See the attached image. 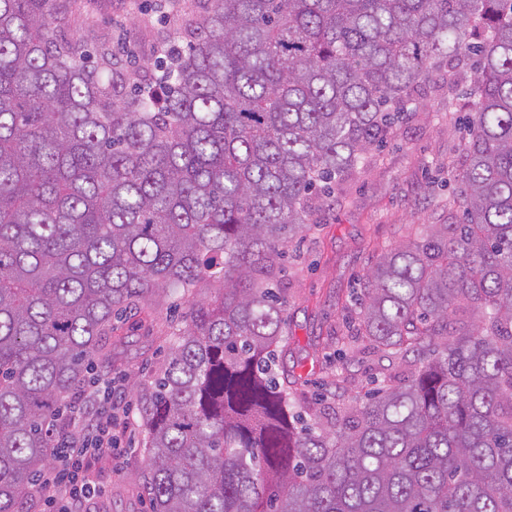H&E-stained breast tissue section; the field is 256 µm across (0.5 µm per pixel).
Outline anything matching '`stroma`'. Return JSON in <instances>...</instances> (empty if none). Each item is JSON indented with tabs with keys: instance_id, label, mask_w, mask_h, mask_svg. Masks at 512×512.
I'll return each instance as SVG.
<instances>
[{
	"instance_id": "stroma-1",
	"label": "stroma",
	"mask_w": 512,
	"mask_h": 512,
	"mask_svg": "<svg viewBox=\"0 0 512 512\" xmlns=\"http://www.w3.org/2000/svg\"><path fill=\"white\" fill-rule=\"evenodd\" d=\"M181 7L180 0H72L70 5L73 31L89 49L127 46L142 63L152 61L162 44L178 42L175 18ZM460 68L462 77L429 89L423 107L397 124L387 145L316 207L309 229L288 245L282 277L288 321L283 360L289 369L308 371L307 384L298 389L302 397L321 391L332 403L337 395L364 394L410 374L400 360L370 350L356 360L339 355L337 340L356 316L357 283L378 251L397 246L412 225L463 220L459 173L464 131L458 121L471 110L466 88L474 64L465 58ZM187 310L181 296L156 297L113 332L112 362L96 376L113 380L117 395L108 407L128 418L121 440L125 455L96 463V492L81 501V512H149L137 409L120 394L128 376L151 382Z\"/></svg>"
}]
</instances>
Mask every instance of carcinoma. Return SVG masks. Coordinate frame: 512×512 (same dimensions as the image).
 I'll list each match as a JSON object with an SVG mask.
<instances>
[{
  "label": "carcinoma",
  "instance_id": "obj_1",
  "mask_svg": "<svg viewBox=\"0 0 512 512\" xmlns=\"http://www.w3.org/2000/svg\"><path fill=\"white\" fill-rule=\"evenodd\" d=\"M61 2L0 0V512L33 501L113 318L201 286L132 385L150 512H512V0H206L151 68L58 39ZM469 54L467 222L361 286L357 339L421 358L328 413L279 371L285 247Z\"/></svg>",
  "mask_w": 512,
  "mask_h": 512
}]
</instances>
